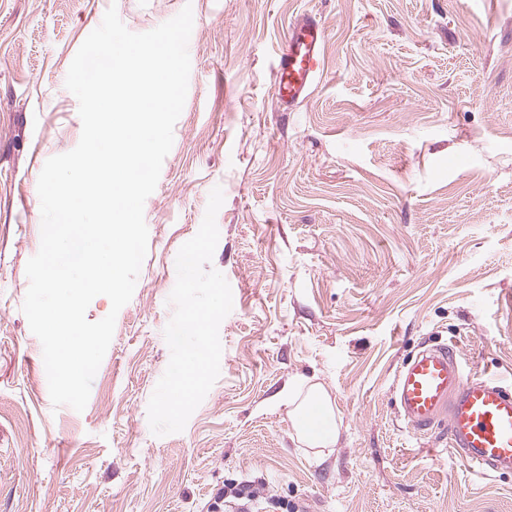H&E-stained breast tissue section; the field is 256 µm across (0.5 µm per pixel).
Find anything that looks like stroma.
<instances>
[{"label":"stroma","mask_w":512,"mask_h":512,"mask_svg":"<svg viewBox=\"0 0 512 512\" xmlns=\"http://www.w3.org/2000/svg\"><path fill=\"white\" fill-rule=\"evenodd\" d=\"M193 10L174 143L144 204L147 253L83 411L53 408L22 305L45 162L81 137L69 66L109 7L132 32ZM328 33L294 111L273 91L298 16ZM221 187L210 263L228 281L220 375L183 431L149 399L180 247ZM512 382V0H0V512H512L392 384L424 344ZM342 418L309 448L283 395Z\"/></svg>","instance_id":"1"}]
</instances>
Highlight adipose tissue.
<instances>
[{"label": "adipose tissue", "mask_w": 512, "mask_h": 512, "mask_svg": "<svg viewBox=\"0 0 512 512\" xmlns=\"http://www.w3.org/2000/svg\"><path fill=\"white\" fill-rule=\"evenodd\" d=\"M289 414L308 447L331 448L336 445L341 423L337 420L330 398L321 385L308 384L304 399L293 405Z\"/></svg>", "instance_id": "obj_1"}]
</instances>
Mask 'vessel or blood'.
I'll return each instance as SVG.
<instances>
[{
	"instance_id": "obj_1",
	"label": "vessel or blood",
	"mask_w": 512,
	"mask_h": 512,
	"mask_svg": "<svg viewBox=\"0 0 512 512\" xmlns=\"http://www.w3.org/2000/svg\"><path fill=\"white\" fill-rule=\"evenodd\" d=\"M327 34L314 15L295 19L277 53L273 92L285 108L310 93ZM399 417L419 434L448 427L451 448L479 472H512V385L465 371L455 342L421 347L395 376Z\"/></svg>"
}]
</instances>
